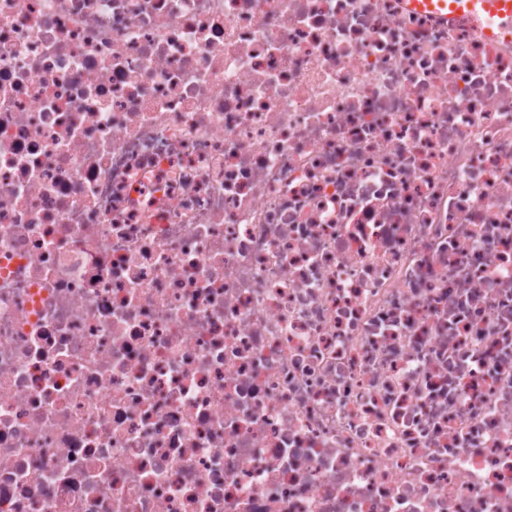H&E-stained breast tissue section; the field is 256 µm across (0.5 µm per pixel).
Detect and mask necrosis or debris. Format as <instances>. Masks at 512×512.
Wrapping results in <instances>:
<instances>
[{
	"mask_svg": "<svg viewBox=\"0 0 512 512\" xmlns=\"http://www.w3.org/2000/svg\"><path fill=\"white\" fill-rule=\"evenodd\" d=\"M0 512H512V39L0 0Z\"/></svg>",
	"mask_w": 512,
	"mask_h": 512,
	"instance_id": "necrosis-or-debris-1",
	"label": "necrosis or debris"
}]
</instances>
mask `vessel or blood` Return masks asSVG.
Wrapping results in <instances>:
<instances>
[{"label": "vessel or blood", "instance_id": "1", "mask_svg": "<svg viewBox=\"0 0 512 512\" xmlns=\"http://www.w3.org/2000/svg\"><path fill=\"white\" fill-rule=\"evenodd\" d=\"M418 10L464 16L488 35L512 37V0H408Z\"/></svg>", "mask_w": 512, "mask_h": 512}]
</instances>
